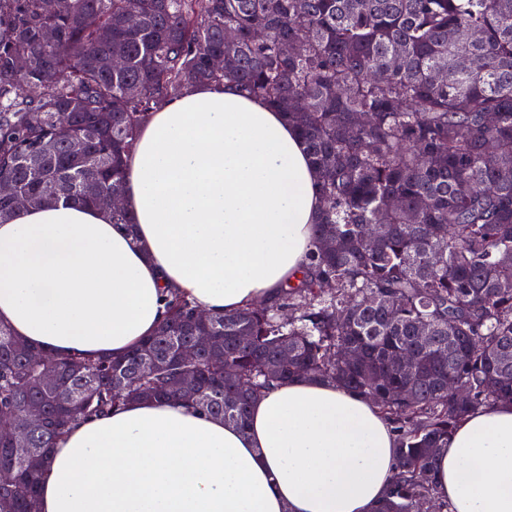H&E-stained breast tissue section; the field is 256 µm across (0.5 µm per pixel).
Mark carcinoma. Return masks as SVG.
I'll list each match as a JSON object with an SVG mask.
<instances>
[{"mask_svg":"<svg viewBox=\"0 0 512 512\" xmlns=\"http://www.w3.org/2000/svg\"><path fill=\"white\" fill-rule=\"evenodd\" d=\"M470 29L479 41L460 40ZM200 83H231L299 130L323 199L308 263L273 303L204 327L170 289L154 335L117 359H54L52 390L30 359L44 353L0 326V418L20 423L32 402L46 414L28 447L0 441V512H38L40 472L75 420L181 401L188 373L200 397L186 404L240 428L295 379L369 398L396 432L379 512H448L435 474L456 424L512 405V0H0V181L29 208L122 195L149 114ZM203 331L221 342L179 361Z\"/></svg>","mask_w":512,"mask_h":512,"instance_id":"obj_1","label":"carcinoma"}]
</instances>
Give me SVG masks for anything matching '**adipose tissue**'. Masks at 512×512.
Wrapping results in <instances>:
<instances>
[{"instance_id": "obj_1", "label": "adipose tissue", "mask_w": 512, "mask_h": 512, "mask_svg": "<svg viewBox=\"0 0 512 512\" xmlns=\"http://www.w3.org/2000/svg\"><path fill=\"white\" fill-rule=\"evenodd\" d=\"M124 204L0 221V323L56 356H120L155 333L167 289L214 314L274 300L307 262L322 208L283 113L198 85L151 113ZM396 471L392 423L369 399L294 380L248 426L180 402L133 401L71 427L39 481L40 512H377ZM449 512H512V407L460 420L441 452Z\"/></svg>"}]
</instances>
